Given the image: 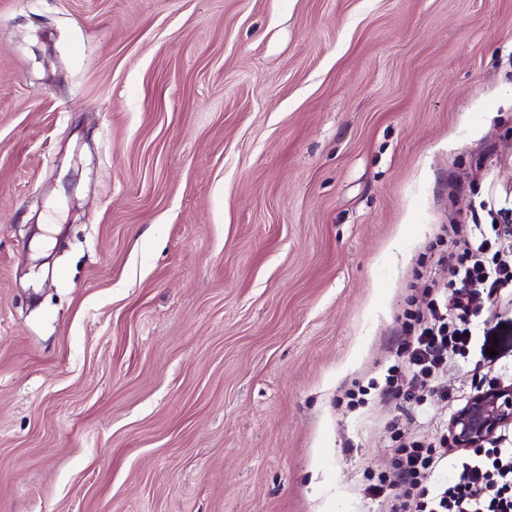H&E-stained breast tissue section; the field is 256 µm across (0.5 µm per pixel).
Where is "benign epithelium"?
Masks as SVG:
<instances>
[{
    "instance_id": "obj_1",
    "label": "benign epithelium",
    "mask_w": 512,
    "mask_h": 512,
    "mask_svg": "<svg viewBox=\"0 0 512 512\" xmlns=\"http://www.w3.org/2000/svg\"><path fill=\"white\" fill-rule=\"evenodd\" d=\"M512 425V384L499 385L469 399L449 422L452 441L460 449L479 448Z\"/></svg>"
}]
</instances>
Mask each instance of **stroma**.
Returning <instances> with one entry per match:
<instances>
[{
    "mask_svg": "<svg viewBox=\"0 0 512 512\" xmlns=\"http://www.w3.org/2000/svg\"><path fill=\"white\" fill-rule=\"evenodd\" d=\"M491 194L512 0H0V512H386L422 421L342 396ZM479 319L432 416L512 365V305Z\"/></svg>",
    "mask_w": 512,
    "mask_h": 512,
    "instance_id": "obj_1",
    "label": "stroma"
}]
</instances>
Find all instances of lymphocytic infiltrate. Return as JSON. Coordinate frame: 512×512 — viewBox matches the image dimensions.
Listing matches in <instances>:
<instances>
[{
	"instance_id": "1",
	"label": "lymphocytic infiltrate",
	"mask_w": 512,
	"mask_h": 512,
	"mask_svg": "<svg viewBox=\"0 0 512 512\" xmlns=\"http://www.w3.org/2000/svg\"><path fill=\"white\" fill-rule=\"evenodd\" d=\"M445 232L452 249L438 260L448 266V281L432 283L423 306L405 311L397 361L382 386L383 394L404 396L420 412L429 398L448 400L438 379L473 354L474 317L498 293L512 291V229L473 223ZM427 428L428 438L392 435L394 470L365 488L368 499L387 504L388 512H512L511 436L498 435L491 447L450 463L447 431L433 420Z\"/></svg>"
}]
</instances>
